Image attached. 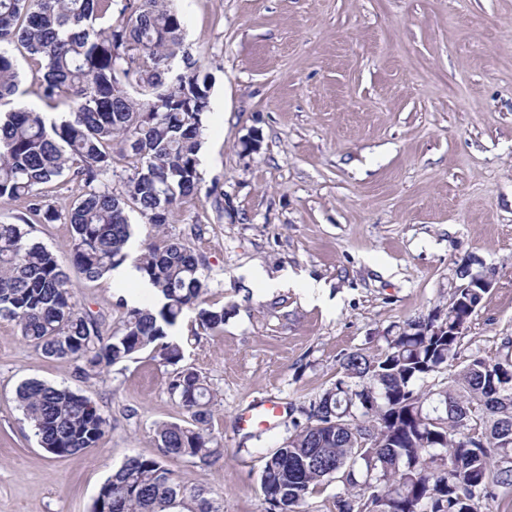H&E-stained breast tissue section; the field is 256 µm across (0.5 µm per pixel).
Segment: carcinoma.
Here are the masks:
<instances>
[{
    "label": "carcinoma",
    "mask_w": 512,
    "mask_h": 512,
    "mask_svg": "<svg viewBox=\"0 0 512 512\" xmlns=\"http://www.w3.org/2000/svg\"><path fill=\"white\" fill-rule=\"evenodd\" d=\"M22 47L42 71L35 109L17 100L19 74L9 47ZM213 79L184 48L173 0H0V200L25 214L0 220V317L55 358L88 375L145 350L169 365L184 357L174 330L195 313L193 335L224 330V307L207 300L204 263L178 241L151 242L134 266L152 286L150 305L119 299V326L104 334L78 306L69 273L32 237L35 224L70 225L73 265L88 281L129 258L134 236L127 209L155 228L198 197L204 121ZM128 160L123 190L111 183L114 150ZM83 192L61 213L48 189L61 180ZM459 293L386 338L377 354L351 352L339 376L308 406L306 422L264 458L266 512H305L321 486L346 493L337 512H487L512 491V336L495 359L456 365L458 326L481 303ZM439 331H434V326ZM442 379L430 386V377ZM171 393L193 424L156 428L159 456H130L102 483L91 512H223L208 492L165 465L209 466L220 456L206 425L211 391L200 373L181 369ZM17 401L39 445L64 457L96 446L108 419L88 397L28 380Z\"/></svg>",
    "instance_id": "obj_1"
}]
</instances>
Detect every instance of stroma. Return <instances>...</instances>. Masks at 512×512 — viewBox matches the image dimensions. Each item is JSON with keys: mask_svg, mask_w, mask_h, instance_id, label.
Listing matches in <instances>:
<instances>
[{"mask_svg": "<svg viewBox=\"0 0 512 512\" xmlns=\"http://www.w3.org/2000/svg\"><path fill=\"white\" fill-rule=\"evenodd\" d=\"M185 43L213 77L199 169L224 210L199 198L155 230L129 210L137 250L156 233L204 259L224 330L192 337L180 366L212 391L223 455L167 466L221 499L265 512L258 476L291 409L318 398L348 353H377L398 326L445 307L457 268L490 269L462 356H498L512 336V0H175ZM259 130L258 152L243 149ZM266 277L297 287L266 290ZM75 295L117 320L118 282L72 273ZM315 283V292L303 282ZM177 366V367H180ZM177 367L146 351L82 375L0 318V512H90L112 470L158 453L155 428L189 415L168 389ZM38 379L93 399L103 438L55 457L16 400ZM259 398L271 426H241Z\"/></svg>", "mask_w": 512, "mask_h": 512, "instance_id": "stroma-1", "label": "stroma"}]
</instances>
